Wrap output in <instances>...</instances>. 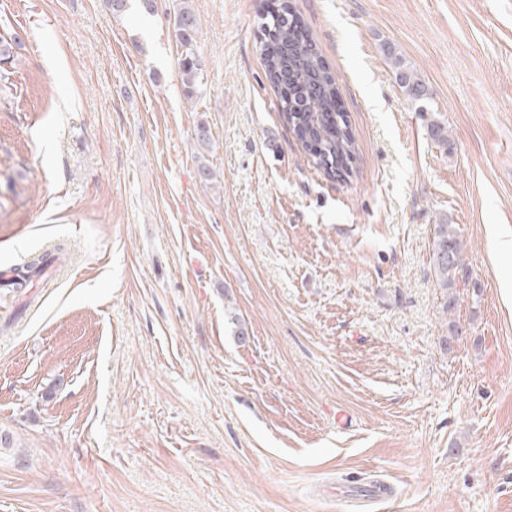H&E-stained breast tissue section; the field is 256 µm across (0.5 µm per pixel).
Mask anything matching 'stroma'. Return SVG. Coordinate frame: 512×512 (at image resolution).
I'll return each instance as SVG.
<instances>
[{"label":"stroma","mask_w":512,"mask_h":512,"mask_svg":"<svg viewBox=\"0 0 512 512\" xmlns=\"http://www.w3.org/2000/svg\"><path fill=\"white\" fill-rule=\"evenodd\" d=\"M181 2L0 0V272L46 262L0 286V512H512V0H189L191 98ZM283 7L352 175L281 116ZM188 1H182V6L175 17V28L181 44L185 47L182 52L179 69L186 97L196 94L197 84L201 75V62L192 48L194 34L197 30L198 19ZM259 32L266 78L273 86L288 89L281 102L282 116L312 154L311 162L335 177L326 158L352 162L356 147L346 115L336 108L339 96L334 76L294 15L286 19L280 13H268L261 18ZM392 62L396 71V79L400 86L405 89L407 95L416 101L424 100L427 91L423 82L414 73L406 70L400 57H393ZM462 252V240L455 224H448L446 219L436 224L431 260L440 286L451 290L448 292V311L454 304L453 292L458 287L459 275L462 288H468L470 283L469 274L463 268Z\"/></svg>","instance_id":"stroma-1"}]
</instances>
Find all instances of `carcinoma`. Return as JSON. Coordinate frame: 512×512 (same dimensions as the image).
Listing matches in <instances>:
<instances>
[{
	"mask_svg": "<svg viewBox=\"0 0 512 512\" xmlns=\"http://www.w3.org/2000/svg\"><path fill=\"white\" fill-rule=\"evenodd\" d=\"M198 19L191 6L183 4L175 17V28L182 52L179 69L185 95L196 94L201 75V62L193 50V38ZM259 50L265 65L268 81L275 87H287L288 94L281 102L282 116L302 143L312 154V163L330 176L328 161L341 158L348 162L355 159V140L346 115L336 108L338 89L336 80L317 51L310 34L294 16L283 17L270 13L259 23ZM396 79L407 95L421 101L427 91L416 75L406 70L403 60L392 58ZM462 240L455 225L444 220L436 225L432 241L431 260L440 281L448 290V307H453V291L469 285V274L462 263Z\"/></svg>",
	"mask_w": 512,
	"mask_h": 512,
	"instance_id": "obj_1",
	"label": "carcinoma"
}]
</instances>
